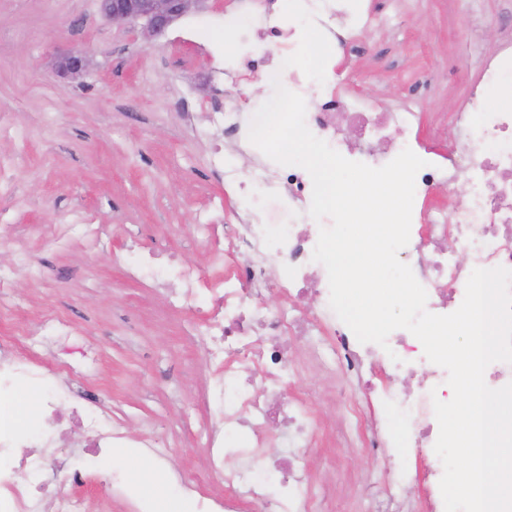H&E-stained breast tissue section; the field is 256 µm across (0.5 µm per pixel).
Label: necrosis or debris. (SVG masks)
Listing matches in <instances>:
<instances>
[{"instance_id":"1","label":"necrosis or debris","mask_w":512,"mask_h":512,"mask_svg":"<svg viewBox=\"0 0 512 512\" xmlns=\"http://www.w3.org/2000/svg\"><path fill=\"white\" fill-rule=\"evenodd\" d=\"M255 2L259 22L241 35L247 68L267 79L287 65L289 90L315 99L305 115L315 136L346 159L372 167L386 165L406 148L421 151L423 114L416 100L377 112L358 95L337 92L332 81L337 48L359 43L374 20L372 8L359 0H296L288 16L278 0ZM308 33L326 47L312 64L303 57ZM505 87L512 89V43L484 62L480 82L452 115L456 136L447 153L429 158L416 176L410 240L398 256L425 288L426 309L435 314L458 309L474 269L512 270V110L485 106L489 90ZM206 121L215 132L214 173L223 179L225 195L237 203L233 224L202 227L211 254L224 260L223 273L206 279L198 267L163 250L135 256L126 249L112 257L130 277L167 290L172 307L203 302L199 333L206 338L205 361L211 367L201 395L210 416L207 480L220 492L202 496L188 484L186 495L197 497V512H335V498L314 480L305 454L325 430L314 401L290 389L297 370L292 339L297 336L308 341V363L328 380L363 381L367 355L391 375L388 386L375 391L385 410L380 419L365 422L361 404L340 395L343 416L333 432L337 447L366 448L374 455L384 448L414 449L429 461L428 493L414 503L393 494L414 482L412 471L397 457L384 466L374 512H445L433 401L451 396L447 371L425 358L420 341L407 330H394L383 347L357 341L329 305L325 267L312 259L320 224L309 214V173L265 158L256 162L251 178L242 179L234 157L253 149L250 116L238 100L229 99L223 109L207 113ZM460 178L467 190L456 196L451 189ZM443 192L449 195L447 204L431 205V197ZM272 265L280 271L274 279L268 275ZM9 288V280L1 277L0 512H43L44 485L18 482L16 474L43 470L41 448L52 442V433L43 431L21 459H14L12 450L30 423L55 416L73 393L49 386L40 355L45 338L24 329L22 313L5 301ZM267 292L280 296V309L267 306ZM21 387L42 390L29 423L14 409V394ZM82 414L95 436L87 470H111L114 449L131 446L158 462V478H170L165 467L169 451L151 434L128 441L111 410L97 402ZM277 441L288 443V456L261 461Z\"/></svg>"}]
</instances>
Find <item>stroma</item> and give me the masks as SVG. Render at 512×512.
<instances>
[{
  "instance_id": "35a3bbf8",
  "label": "stroma",
  "mask_w": 512,
  "mask_h": 512,
  "mask_svg": "<svg viewBox=\"0 0 512 512\" xmlns=\"http://www.w3.org/2000/svg\"><path fill=\"white\" fill-rule=\"evenodd\" d=\"M375 26L356 51L336 55V79L379 109L419 99L425 121L457 111L484 59L512 41V0H373ZM250 0H206L152 44L137 27L112 23L100 0H0V225L14 246H0L13 302L60 313L73 336L47 341L44 356L70 369L59 385L105 401L128 437L152 434L171 447L169 467L193 481L206 463L205 416L197 404L203 344L195 316L171 313L145 282L112 264L127 242L163 249L213 276L196 230L210 212L223 223L233 201L212 172L206 127L187 132L181 97L203 102L235 96L205 77L206 58L176 47L197 27L214 48L232 46ZM84 50L86 73L64 80L61 57ZM83 224L110 237H82ZM319 482L344 495L343 470L368 476L360 512H372L377 464L363 448L318 440L307 451ZM148 455L123 458L121 474L153 498L178 507V484L157 483Z\"/></svg>"
}]
</instances>
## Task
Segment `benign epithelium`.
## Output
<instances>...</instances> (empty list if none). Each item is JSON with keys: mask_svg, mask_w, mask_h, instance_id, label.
<instances>
[{"mask_svg": "<svg viewBox=\"0 0 512 512\" xmlns=\"http://www.w3.org/2000/svg\"><path fill=\"white\" fill-rule=\"evenodd\" d=\"M205 0H101L102 10L115 24H133L140 27L145 39L162 35L180 16L202 6ZM89 65L87 52L77 50L65 55L59 62L60 75L77 74Z\"/></svg>", "mask_w": 512, "mask_h": 512, "instance_id": "obj_1", "label": "benign epithelium"}]
</instances>
